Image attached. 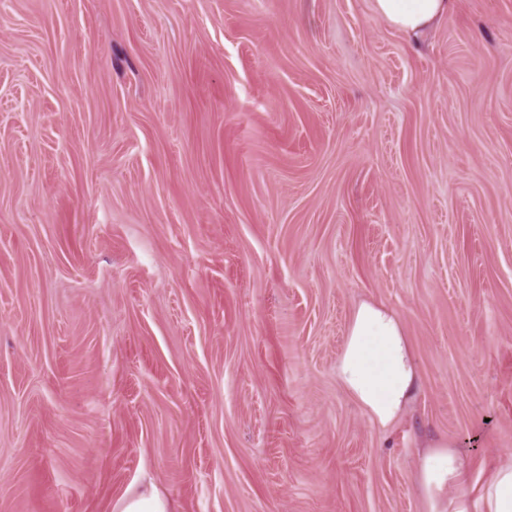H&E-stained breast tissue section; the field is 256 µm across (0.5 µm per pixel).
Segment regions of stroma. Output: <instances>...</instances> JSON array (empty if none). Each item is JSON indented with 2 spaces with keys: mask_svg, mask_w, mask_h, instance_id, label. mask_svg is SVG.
Segmentation results:
<instances>
[{
  "mask_svg": "<svg viewBox=\"0 0 512 512\" xmlns=\"http://www.w3.org/2000/svg\"><path fill=\"white\" fill-rule=\"evenodd\" d=\"M431 442L512 457V0H0V512H427ZM455 0H372L374 13L392 27L417 37L448 17ZM339 379L355 401L380 426L396 421L413 399L417 369L400 317L375 303L353 312ZM115 508L116 512H174L171 498L149 480L128 492Z\"/></svg>",
  "mask_w": 512,
  "mask_h": 512,
  "instance_id": "stroma-1",
  "label": "stroma"
}]
</instances>
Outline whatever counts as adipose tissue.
Returning a JSON list of instances; mask_svg holds the SVG:
<instances>
[{"mask_svg": "<svg viewBox=\"0 0 512 512\" xmlns=\"http://www.w3.org/2000/svg\"><path fill=\"white\" fill-rule=\"evenodd\" d=\"M375 14L416 37L446 18L454 0H372ZM339 379L380 426L396 421L413 399L417 369L400 317L375 303L360 304L347 328L337 364ZM469 463L451 444L431 443L421 454L416 480L428 512H512V461L499 465L478 497L464 489ZM116 512H173L170 497L151 481L128 492Z\"/></svg>", "mask_w": 512, "mask_h": 512, "instance_id": "1", "label": "adipose tissue"}]
</instances>
